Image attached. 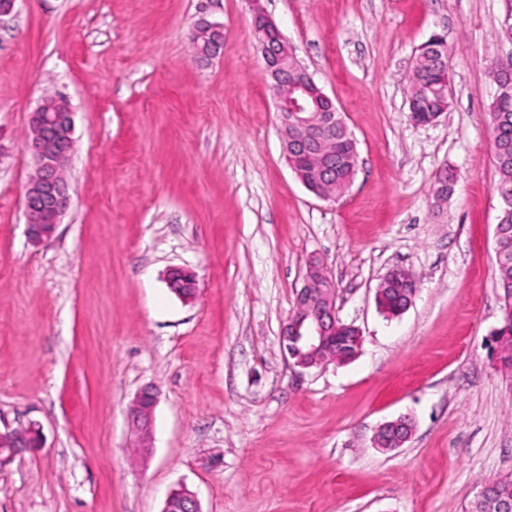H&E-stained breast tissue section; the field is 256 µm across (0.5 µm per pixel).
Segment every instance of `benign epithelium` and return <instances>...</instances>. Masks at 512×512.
I'll use <instances>...</instances> for the list:
<instances>
[{
  "label": "benign epithelium",
  "instance_id": "obj_1",
  "mask_svg": "<svg viewBox=\"0 0 512 512\" xmlns=\"http://www.w3.org/2000/svg\"><path fill=\"white\" fill-rule=\"evenodd\" d=\"M254 13L253 39L271 80V88L280 120V136L284 153L288 154L307 142L316 144L317 162L313 165V184H305L316 196L336 198L333 170L325 162L336 143V129L347 124L333 100L309 78L304 83L284 79L288 59L295 58L292 44L280 34L278 26L269 19L261 0H248ZM193 33L212 36L203 52L205 63L220 58L224 52V23L203 15ZM493 100L499 109L512 104V65L505 64L502 76L495 82ZM74 112L67 99L58 96L46 99L31 113L25 136L26 150L31 154L35 171L25 190L27 234L34 243L50 239L70 205L65 172L74 150ZM169 288L182 298L184 289L197 288L195 274L185 268L172 269L167 278ZM336 284L316 261L307 267L305 283L296 297V308L281 329V347L286 360L303 370L340 364V357L329 341L342 328L335 309ZM158 392L153 387L141 389L130 408L131 432L135 447L147 455L153 426V411ZM409 418L399 417L378 427L374 444L385 451L400 448L412 436ZM40 428L33 425L28 435L0 433V465L22 448L39 446ZM178 503L181 512H201L194 492L182 487L169 494L163 512H170ZM477 503L483 512H512V500L491 493L485 484L479 491Z\"/></svg>",
  "mask_w": 512,
  "mask_h": 512
}]
</instances>
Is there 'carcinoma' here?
Listing matches in <instances>:
<instances>
[{
    "instance_id": "1",
    "label": "carcinoma",
    "mask_w": 512,
    "mask_h": 512,
    "mask_svg": "<svg viewBox=\"0 0 512 512\" xmlns=\"http://www.w3.org/2000/svg\"><path fill=\"white\" fill-rule=\"evenodd\" d=\"M444 76L436 57L413 67L409 86L411 96L415 99L416 115L420 119H426L441 110ZM489 121L498 186L512 193V111L491 112ZM356 153L357 143L353 136L336 138V188L353 183L356 168L351 163V156ZM497 226L500 231L496 263L501 309L499 331L503 335L501 361L504 367L512 370V308L509 307V298L512 297V203L499 211ZM408 294L409 290L397 281L389 279L380 283L378 296L383 314L388 318L402 314ZM335 345L346 361L356 357L358 342L349 330L344 329L336 334Z\"/></svg>"
}]
</instances>
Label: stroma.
I'll return each mask as SVG.
<instances>
[{"instance_id": "obj_1", "label": "stroma", "mask_w": 512, "mask_h": 512, "mask_svg": "<svg viewBox=\"0 0 512 512\" xmlns=\"http://www.w3.org/2000/svg\"><path fill=\"white\" fill-rule=\"evenodd\" d=\"M200 0H17L0 17V430L41 447L0 464V512H469L512 475V373L487 340L501 311L500 208L487 66L512 56L505 0H262L344 114L359 164L337 201L287 166L247 0H215L224 53L196 61ZM448 47L450 107L421 126L408 77L432 35ZM66 96L71 205L26 233L29 115ZM455 183L436 202V174ZM360 329L346 365L285 359L283 323L311 260ZM412 271L386 317L375 286ZM197 276L192 300L167 284ZM159 392L152 451L128 409ZM407 416L401 448L373 445ZM169 288L182 298H191L183 290L184 288L192 289L190 294H194L197 288V281L195 274L185 268H174L172 269L167 278ZM180 504L181 512H201L199 502L194 492L186 487L172 491L165 501V509L163 512H172L170 509L174 503Z\"/></svg>"}]
</instances>
